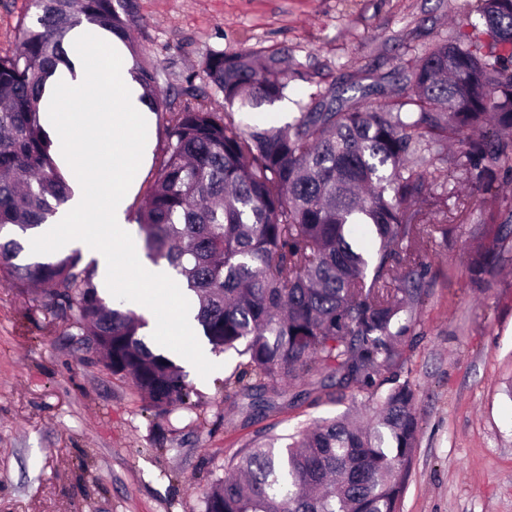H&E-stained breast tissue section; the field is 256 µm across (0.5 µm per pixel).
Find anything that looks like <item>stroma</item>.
Listing matches in <instances>:
<instances>
[{
	"mask_svg": "<svg viewBox=\"0 0 512 512\" xmlns=\"http://www.w3.org/2000/svg\"><path fill=\"white\" fill-rule=\"evenodd\" d=\"M29 14V0H0V54L20 45ZM482 28L476 0H137L132 36L140 60L169 72L163 98L203 87L210 51L285 56L293 120L331 90L380 107L427 48ZM147 138L131 212L163 154V114ZM454 188L448 235L420 248L422 302L398 373L419 420L400 512H512V250L481 285L466 268L475 239L512 219V172L498 178L499 206L462 203L476 193L469 182ZM67 330L36 290L0 280V512H203L212 480L254 441L364 411L318 386L253 412L248 397H224L239 362L230 352L208 377L188 374L193 409L159 419L131 378L76 350Z\"/></svg>",
	"mask_w": 512,
	"mask_h": 512,
	"instance_id": "obj_1",
	"label": "stroma"
}]
</instances>
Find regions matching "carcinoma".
Here are the masks:
<instances>
[{"label":"carcinoma","mask_w":512,"mask_h":512,"mask_svg":"<svg viewBox=\"0 0 512 512\" xmlns=\"http://www.w3.org/2000/svg\"><path fill=\"white\" fill-rule=\"evenodd\" d=\"M22 47L0 55V231L48 222L71 195L40 123L47 78L70 64L69 30L86 21L124 41L136 0H34ZM490 43L456 39L430 47L409 84L377 110L322 98L284 127L242 124L239 109L284 98L278 55L210 52L200 63L208 96L162 100L167 143L137 210L146 256L175 271L198 298L196 320L211 351L244 358L236 379L252 405L329 368L336 387L362 396L374 416L348 415L285 445L270 436L241 453L237 476L212 483L204 512H400L417 444L415 392H386L400 367L421 301L418 246L448 234L451 189L428 187L421 167L448 163L483 195L512 169V0H478ZM162 73L139 63L143 97ZM458 151L448 154V143ZM369 228L370 254L348 241ZM512 229L480 243L467 264L474 283L492 273ZM20 244L0 241V275L37 286L81 349L112 360L161 418L195 407L186 374L139 335L133 313L109 305L96 267L75 250L16 263Z\"/></svg>","instance_id":"cac0c4a2"}]
</instances>
